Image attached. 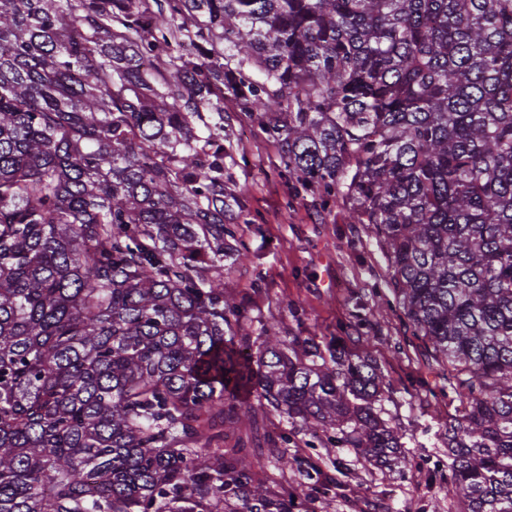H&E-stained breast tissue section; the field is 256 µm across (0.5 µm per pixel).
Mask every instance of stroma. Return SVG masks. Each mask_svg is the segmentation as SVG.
<instances>
[{"label":"stroma","mask_w":512,"mask_h":512,"mask_svg":"<svg viewBox=\"0 0 512 512\" xmlns=\"http://www.w3.org/2000/svg\"><path fill=\"white\" fill-rule=\"evenodd\" d=\"M230 142L228 187H247V214L231 230L248 258L224 260V290L250 322L248 352L264 329L283 336L342 337L350 352L370 338L385 385L383 408L401 431L403 458L392 468L370 465L334 447V430L310 435L286 415L254 404L241 435L261 447L266 471L293 501V512H455L448 481L449 413L459 402L452 372L415 333L390 287L383 244L369 225L351 223L342 206L322 207L295 193L280 172L281 150L246 113L225 102ZM268 434L290 439L289 464L265 447ZM317 465L330 482L315 491L298 467Z\"/></svg>","instance_id":"obj_1"}]
</instances>
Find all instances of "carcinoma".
Listing matches in <instances>:
<instances>
[{
	"label": "carcinoma",
	"mask_w": 512,
	"mask_h": 512,
	"mask_svg": "<svg viewBox=\"0 0 512 512\" xmlns=\"http://www.w3.org/2000/svg\"><path fill=\"white\" fill-rule=\"evenodd\" d=\"M226 98L372 226L461 512H512V0H0V512H290L245 388L400 460L370 343L225 339Z\"/></svg>",
	"instance_id": "obj_1"
}]
</instances>
